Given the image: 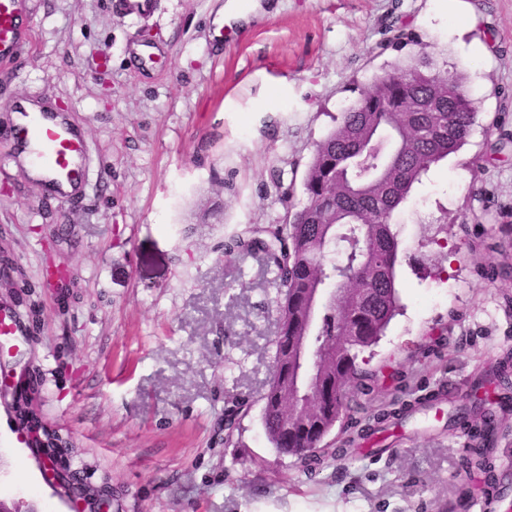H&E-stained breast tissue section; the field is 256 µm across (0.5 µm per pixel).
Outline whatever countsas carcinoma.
Segmentation results:
<instances>
[{
  "label": "carcinoma",
  "mask_w": 512,
  "mask_h": 512,
  "mask_svg": "<svg viewBox=\"0 0 512 512\" xmlns=\"http://www.w3.org/2000/svg\"><path fill=\"white\" fill-rule=\"evenodd\" d=\"M431 101L436 111H410ZM477 110L464 78L441 69L425 51L408 63L377 74L369 89L336 119L315 146L295 201V182L280 171L271 179L286 208L283 224L250 225L224 239L223 254L260 252L276 273L278 314L273 359L297 345L307 330L314 290L331 289L323 310L318 373L306 395L289 384L296 365L271 376L263 397L262 425L278 453L298 455L321 443L348 409L346 387L362 375L359 357L381 336L398 309L395 268L399 259L394 215L431 165L466 143ZM482 406L468 404L448 415V426H464L469 453L481 459L499 425L495 405L512 401V367L476 377L472 392ZM404 415L380 412L381 431L402 425Z\"/></svg>",
  "instance_id": "cac0c4a2"
}]
</instances>
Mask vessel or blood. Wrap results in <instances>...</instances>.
Listing matches in <instances>:
<instances>
[{"label": "vessel or blood", "instance_id": "vessel-or-blood-1", "mask_svg": "<svg viewBox=\"0 0 512 512\" xmlns=\"http://www.w3.org/2000/svg\"><path fill=\"white\" fill-rule=\"evenodd\" d=\"M18 36L19 22L12 0H0V52L12 49ZM12 135L22 142L32 139L41 142L40 163L53 175L55 182L78 181L86 162V149L83 140L74 136L68 127L50 124L36 117L14 129Z\"/></svg>", "mask_w": 512, "mask_h": 512}]
</instances>
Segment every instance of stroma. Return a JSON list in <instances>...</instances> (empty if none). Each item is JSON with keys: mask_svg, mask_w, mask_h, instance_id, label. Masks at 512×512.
Listing matches in <instances>:
<instances>
[{"mask_svg": "<svg viewBox=\"0 0 512 512\" xmlns=\"http://www.w3.org/2000/svg\"><path fill=\"white\" fill-rule=\"evenodd\" d=\"M15 0L21 34L0 55V246L17 275L0 310V382L26 372L32 413L62 443L48 484L22 424L0 406V497L36 512H512V411L491 459L505 498L465 465L468 437L416 405L467 394L512 355V223L472 220L469 186L512 212V0ZM406 37L393 42L390 31ZM461 72L478 107L466 144L399 207V309L365 351L370 380L303 465L279 455L261 414L277 331L273 273L224 237L283 223L270 169L303 176L314 145L374 76L420 51ZM46 100L83 131L80 194L16 165L15 104ZM218 208L220 224L201 214ZM41 310L27 318L28 302ZM407 417L369 444L373 410Z\"/></svg>", "mask_w": 512, "mask_h": 512, "instance_id": "stroma-1", "label": "stroma"}]
</instances>
